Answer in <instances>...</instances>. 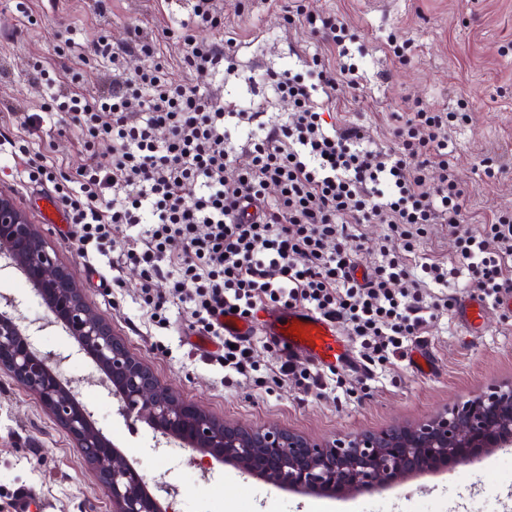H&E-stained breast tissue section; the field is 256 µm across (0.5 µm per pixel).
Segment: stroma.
Returning <instances> with one entry per match:
<instances>
[{
    "instance_id": "obj_1",
    "label": "stroma",
    "mask_w": 512,
    "mask_h": 512,
    "mask_svg": "<svg viewBox=\"0 0 512 512\" xmlns=\"http://www.w3.org/2000/svg\"><path fill=\"white\" fill-rule=\"evenodd\" d=\"M223 29L199 24L196 0H0V186L10 190L48 241L60 247L87 303L114 333L177 395L231 424L277 425L324 441L364 430L424 420L486 386L512 380V307L491 304L482 291L447 292L448 307L402 356L373 363L368 374L350 365L315 366L286 360L262 331L247 343L253 368L242 377L226 372L220 345L197 349V325L186 304L171 295L166 278L146 281L142 267L127 259L126 235L112 239L106 255L81 257L64 241L65 215L49 217L45 201L52 183L37 172L43 154L68 180L91 156L109 157L112 141L97 139L85 150L73 122L41 119L49 96L80 88L108 90L112 65L96 57L101 39L123 45L139 29L155 46L154 57L135 54L128 71L161 62L171 80L193 82L183 63L184 29L198 41L228 42L236 61L232 72L210 75L205 88L220 100L263 103L271 122L291 110L288 100L250 76L267 70L306 74L307 60L334 58L321 37L302 22H288V0H215ZM305 14L343 16L348 27V60L355 82L336 86V101L324 112L326 125L348 122L373 130L391 145L394 113L415 105L466 118L451 132L448 149L465 180L468 206L476 221L512 212V0H302ZM407 58L399 63L393 46ZM45 69V80L35 77ZM493 160L495 177L484 174ZM0 294L11 297L29 323L31 341L62 359L66 374L93 369L78 341L47 325L40 298L14 269H0ZM162 297L163 310L148 305ZM482 305L480 325L457 318L462 301ZM426 352L428 373L414 368ZM291 375L282 373V366ZM103 433L128 462L172 493L173 512H334L332 498L285 490L260 477L244 479L230 464L215 465L209 481L199 477L190 450L175 452L158 442L140 418L117 414L111 395L94 387L82 392ZM43 512H112V502L78 448L41 409L35 397L0 373V512H16L20 494ZM352 512H512V447L469 464L425 474L366 496L352 497Z\"/></svg>"
}]
</instances>
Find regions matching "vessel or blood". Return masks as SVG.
Listing matches in <instances>:
<instances>
[{
    "label": "vessel or blood",
    "mask_w": 512,
    "mask_h": 512,
    "mask_svg": "<svg viewBox=\"0 0 512 512\" xmlns=\"http://www.w3.org/2000/svg\"><path fill=\"white\" fill-rule=\"evenodd\" d=\"M256 325L288 355L305 357L319 366L344 362L351 356L336 322L302 306L262 309ZM296 327L301 330L297 336L292 333Z\"/></svg>",
    "instance_id": "obj_1"
}]
</instances>
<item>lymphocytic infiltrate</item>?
Listing matches in <instances>:
<instances>
[{
  "label": "lymphocytic infiltrate",
  "instance_id": "obj_1",
  "mask_svg": "<svg viewBox=\"0 0 512 512\" xmlns=\"http://www.w3.org/2000/svg\"><path fill=\"white\" fill-rule=\"evenodd\" d=\"M318 31L338 58L317 74L328 95L354 69L344 61V23L328 16ZM183 41L196 78L230 60L222 45L190 34ZM97 51L112 61L111 90L75 92L49 106L86 136L113 143L109 158L81 172L78 190L55 187L76 227L71 242L79 254L91 242L101 252L113 235L132 231L128 259L144 264L146 276L171 277L205 335L223 337L228 309L246 317L267 300L301 304L346 324L354 342L384 362L438 318L440 306L424 289L463 284L496 301L512 288V213L472 225L448 156V113L421 108L398 117L397 145L386 147L357 123L324 128L309 87L284 75L273 86L292 110L271 127L263 107L218 102L172 81L161 64L128 75L127 56L148 53V45ZM231 118L246 133L242 145L230 139ZM160 128L166 139H157ZM242 152L251 159L245 168L237 165ZM271 186L276 196H267ZM354 224L403 229L401 243L372 246V271L361 281L346 248ZM431 224L454 236L453 260L416 255L412 239Z\"/></svg>",
  "mask_w": 512,
  "mask_h": 512
}]
</instances>
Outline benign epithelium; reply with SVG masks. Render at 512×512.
Masks as SVG:
<instances>
[{"label":"benign epithelium","instance_id":"7a95c632","mask_svg":"<svg viewBox=\"0 0 512 512\" xmlns=\"http://www.w3.org/2000/svg\"><path fill=\"white\" fill-rule=\"evenodd\" d=\"M17 270L40 296L49 323L61 325L94 361L97 382L112 392L120 414L146 419L166 440L204 458L233 464L274 485L314 494L370 495L425 472L472 462L512 447V381L497 384L429 418L316 442L282 427L228 424L187 403L131 353L109 323L87 305L60 249L46 241L13 195L0 188V263ZM0 304V373L33 394L79 448L112 501V512H165L142 474L96 427L79 400L80 382L59 371L61 359L37 349L27 328Z\"/></svg>","mask_w":512,"mask_h":512}]
</instances>
